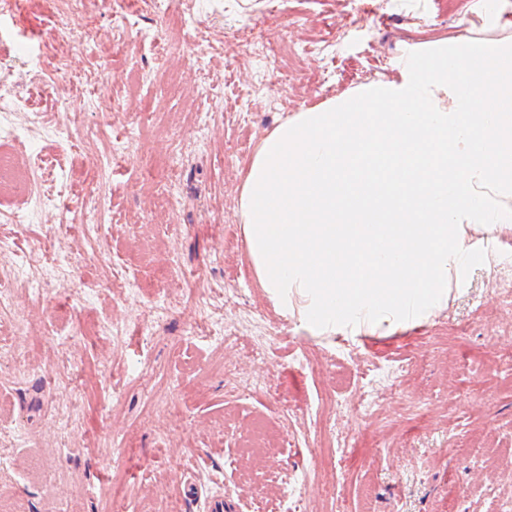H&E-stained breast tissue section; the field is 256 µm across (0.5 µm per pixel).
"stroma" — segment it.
<instances>
[{"label":"stroma","instance_id":"obj_1","mask_svg":"<svg viewBox=\"0 0 512 512\" xmlns=\"http://www.w3.org/2000/svg\"><path fill=\"white\" fill-rule=\"evenodd\" d=\"M380 27L336 0H16L0 12V150L58 158L29 197L0 193V238L36 250L46 294L19 289L27 361L0 371V512H512V223L446 309L387 336L314 338L254 278L238 213L257 143L286 117L398 78L410 47L477 36L466 0H378ZM195 9L198 22L182 27ZM447 13L418 29L413 14ZM65 27H58L59 18ZM259 22L275 56L233 59ZM38 77L48 92L30 95ZM122 140L130 155L112 161ZM27 215L12 223L10 213ZM92 287L76 292L74 281ZM78 343L54 350L48 335ZM407 362V372L391 367ZM273 442L256 465V422Z\"/></svg>","mask_w":512,"mask_h":512}]
</instances>
